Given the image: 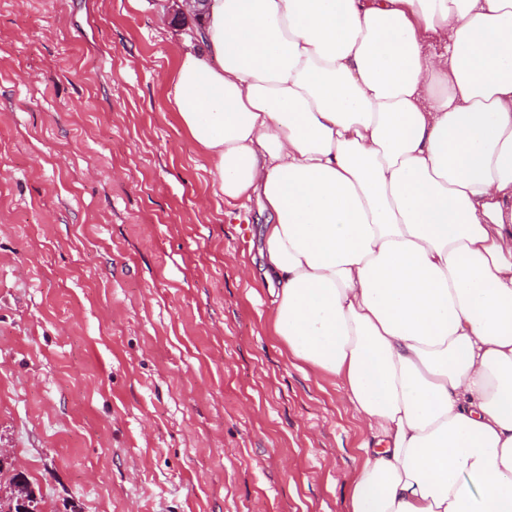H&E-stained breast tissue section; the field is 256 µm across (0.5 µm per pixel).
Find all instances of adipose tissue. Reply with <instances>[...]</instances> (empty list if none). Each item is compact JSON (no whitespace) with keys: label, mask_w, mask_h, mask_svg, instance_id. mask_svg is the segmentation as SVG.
Returning a JSON list of instances; mask_svg holds the SVG:
<instances>
[{"label":"adipose tissue","mask_w":512,"mask_h":512,"mask_svg":"<svg viewBox=\"0 0 512 512\" xmlns=\"http://www.w3.org/2000/svg\"><path fill=\"white\" fill-rule=\"evenodd\" d=\"M172 104L273 329L374 444L349 512H512V0H209Z\"/></svg>","instance_id":"1"}]
</instances>
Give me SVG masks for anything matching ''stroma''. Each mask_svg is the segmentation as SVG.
Here are the masks:
<instances>
[{
    "label": "stroma",
    "mask_w": 512,
    "mask_h": 512,
    "mask_svg": "<svg viewBox=\"0 0 512 512\" xmlns=\"http://www.w3.org/2000/svg\"><path fill=\"white\" fill-rule=\"evenodd\" d=\"M195 26L0 0V448L41 512H347L364 461L168 100Z\"/></svg>",
    "instance_id": "obj_1"
}]
</instances>
